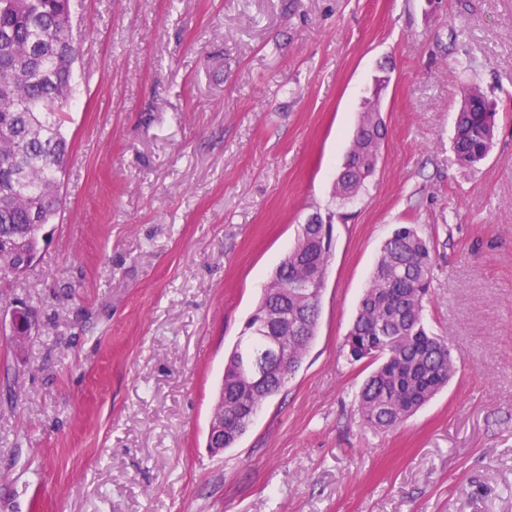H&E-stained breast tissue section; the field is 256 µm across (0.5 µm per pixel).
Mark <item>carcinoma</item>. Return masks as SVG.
Returning a JSON list of instances; mask_svg holds the SVG:
<instances>
[{"label":"carcinoma","mask_w":512,"mask_h":512,"mask_svg":"<svg viewBox=\"0 0 512 512\" xmlns=\"http://www.w3.org/2000/svg\"><path fill=\"white\" fill-rule=\"evenodd\" d=\"M70 0H0V275L20 276L14 254L37 255L45 227L63 205L59 186L71 146L64 122L72 101L75 58L71 48ZM389 78L376 79L333 187L334 198H357L373 176L387 128L376 111ZM496 112L474 84L462 87L452 149L457 160L474 164L493 146ZM302 224L264 295L246 322H262L280 336L288 373L273 369L255 384L243 370L261 354L263 341H239L224 363L212 419L224 420L225 449L253 425L264 404L301 367L316 338L321 295L309 299L293 284L326 279L329 254L323 229ZM434 248L411 224L397 227L382 245L352 326L343 341L349 360H370L377 368L357 396L361 422L391 431L427 403L457 371L459 357L442 336L423 323L424 302L433 285Z\"/></svg>","instance_id":"obj_1"}]
</instances>
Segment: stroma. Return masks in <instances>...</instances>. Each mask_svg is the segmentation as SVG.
I'll list each match as a JSON object with an SVG mask.
<instances>
[{"label": "stroma", "instance_id": "stroma-1", "mask_svg": "<svg viewBox=\"0 0 512 512\" xmlns=\"http://www.w3.org/2000/svg\"><path fill=\"white\" fill-rule=\"evenodd\" d=\"M65 204L0 300V512H512V0H71ZM97 81H88L89 72ZM368 191H332L375 77ZM498 112L452 149L464 82ZM343 210L299 370L207 448L224 359L299 224ZM435 247L426 326L460 357L390 432L342 350L383 242ZM11 306L15 307L10 313L9 319L5 321L1 319V330L3 331L4 327L6 331H9L11 337L34 331L37 325L35 317L32 314L24 313L22 307L16 304Z\"/></svg>", "mask_w": 512, "mask_h": 512}]
</instances>
